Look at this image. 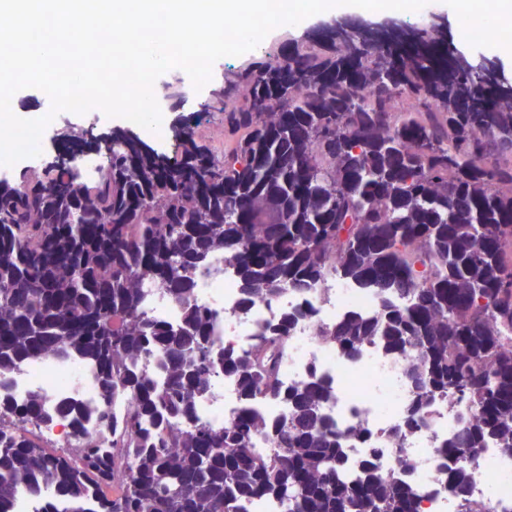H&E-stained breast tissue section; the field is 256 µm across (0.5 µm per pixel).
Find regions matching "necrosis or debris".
Wrapping results in <instances>:
<instances>
[{"instance_id": "1", "label": "necrosis or debris", "mask_w": 512, "mask_h": 512, "mask_svg": "<svg viewBox=\"0 0 512 512\" xmlns=\"http://www.w3.org/2000/svg\"><path fill=\"white\" fill-rule=\"evenodd\" d=\"M197 295L214 310L220 322V338L237 346L248 345L255 329L298 306L309 314L294 327L288 354L281 368L286 384L309 379L312 369H320L336 389V400L326 408L339 425H355L366 430L375 449L347 444L345 453L354 467L379 464L385 473L406 474L428 487L431 494L419 512H502L512 507V456L496 445L485 448L468 470L469 490L457 499L441 483L438 448L463 423L474 420V406L463 399L444 398L435 403L427 424L410 433H400L405 406L411 396L400 361L376 346H367L353 360L342 356L321 333L351 312L376 315L380 298L371 290L356 287L328 273L306 296L285 294L252 308L248 316L237 313L240 295L234 275L220 272L200 277ZM0 386L12 396L40 395L46 405L76 399L86 404L96 400L92 367L74 359L50 357L38 364H20L0 373ZM202 422L223 427L238 408L237 386L233 379L217 375L211 393L199 403Z\"/></svg>"}]
</instances>
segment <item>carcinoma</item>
Returning <instances> with one entry per match:
<instances>
[{
	"instance_id": "carcinoma-1",
	"label": "carcinoma",
	"mask_w": 512,
	"mask_h": 512,
	"mask_svg": "<svg viewBox=\"0 0 512 512\" xmlns=\"http://www.w3.org/2000/svg\"><path fill=\"white\" fill-rule=\"evenodd\" d=\"M217 144L197 125L159 154L114 135L95 181L59 164L0 180V371L53 355L95 366L94 406L68 403L74 437L93 418L96 445L52 451L36 433L44 401L0 400V512L44 483L41 512H417L419 485L374 465L357 473L324 413L333 386L317 373L286 386L281 367L298 308L247 349L217 347V315L196 278L224 258L239 312L328 272L382 298L373 318L350 313L326 340L352 358L371 343L407 353L421 426L439 396L468 400L476 419L441 451L463 497L468 464L488 444L512 455V86L469 68L439 35L400 43L359 33L271 53L234 72L214 96ZM212 102V103H214ZM212 103L201 104L209 113ZM153 284L179 305L176 325L149 315ZM402 296L407 304L390 301ZM162 353L163 380L140 369ZM240 409L222 428L197 408L218 371ZM130 401L117 419L112 403ZM268 398L289 414L251 410ZM277 436L265 453L258 441Z\"/></svg>"
}]
</instances>
